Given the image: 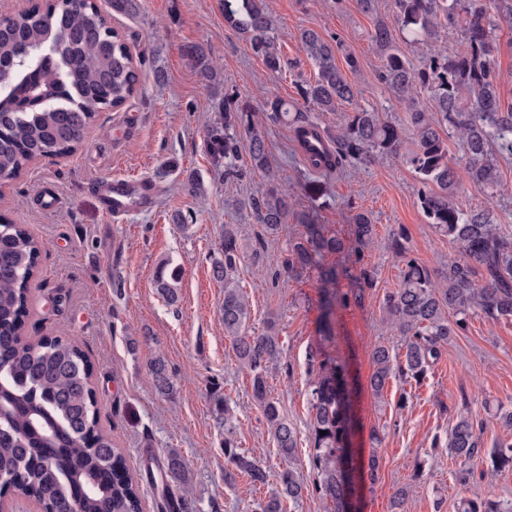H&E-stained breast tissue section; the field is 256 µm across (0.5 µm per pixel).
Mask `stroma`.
Masks as SVG:
<instances>
[{"label":"stroma","mask_w":512,"mask_h":512,"mask_svg":"<svg viewBox=\"0 0 512 512\" xmlns=\"http://www.w3.org/2000/svg\"><path fill=\"white\" fill-rule=\"evenodd\" d=\"M139 3L136 12L112 17L141 73L136 94L122 107L100 113L75 154L39 159L17 178L0 182V213L27 225L47 246L32 283L27 339L62 336L87 352L100 422L131 473L147 464L161 469L168 450L181 453L192 479L186 512H261L286 468L303 491L300 498L284 500L283 512H334L317 489L309 455L307 368L315 351L342 362L351 392L350 449L342 459L347 512H394L393 495L402 487L409 490L403 512H457L464 498L512 500V471L488 474L477 459L467 479H460L459 464L445 446L463 414L482 424L485 448L512 444V428L496 416L498 409L512 410V320L472 317L465 331L451 337L423 384L396 376L375 395L369 385L371 348L381 344L397 355L402 344L382 310L384 295L400 282L392 234L403 232L411 257L436 272L457 249L418 207V183L401 158L312 172L288 122L265 118L273 98L301 105L299 86L313 78L315 68L301 48L300 33L313 29L341 40L337 66L349 56L359 64L346 74L355 91L352 103L317 113L322 128L335 129L344 112L362 108L404 119V107L379 79L383 59L371 39L377 22L392 23V0H376L370 14L355 0H268L282 60L278 73L270 72L244 35L225 23L223 0ZM192 44L213 59V83L203 82L184 57V46ZM228 93L262 120L270 173L294 200L287 224L271 236L248 207L263 179H225L204 147L205 126L222 110ZM500 167L508 189L503 199L489 201L467 183L458 200L467 208L494 206L500 223L512 227V158L501 160ZM113 174L151 181L158 190L156 207L117 222L103 215L91 184ZM195 176L202 190H195ZM50 184L62 203L47 212L37 200ZM358 211L376 226L366 252L374 285L362 305L337 307L334 335L327 341L319 334L323 288L316 273L277 278L274 266L302 232L301 216L341 231ZM228 224L235 225L243 252L235 278L250 304L247 333L272 331L279 338L280 359L267 383L297 436L289 460L274 447L251 377L224 332V286L212 267ZM262 236L268 247L257 258L253 248ZM160 269L174 278L176 303L154 287ZM159 358L171 381L163 393L155 390L150 374ZM219 398L229 411L225 428L214 414ZM228 436L267 470L266 484H253L227 463ZM373 458L379 462L374 472L368 468Z\"/></svg>","instance_id":"35a3bbf8"}]
</instances>
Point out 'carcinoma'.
Masks as SVG:
<instances>
[{"instance_id":"cac0c4a2","label":"carcinoma","mask_w":512,"mask_h":512,"mask_svg":"<svg viewBox=\"0 0 512 512\" xmlns=\"http://www.w3.org/2000/svg\"><path fill=\"white\" fill-rule=\"evenodd\" d=\"M224 21L249 35L254 53L272 72L281 71L276 48L277 30L266 0H223ZM396 26L377 22L371 34L383 57L381 81L395 97L408 104L405 122L358 109L346 114L334 131L319 127L312 113L334 112L354 90L336 65L339 42L305 29L300 43L316 75L300 85L303 106L288 111L286 104H269L267 119L288 123L296 136L323 134L329 149L310 165L327 171L375 160L400 151L406 132L414 148L405 162L420 187L417 204L436 231L459 248L461 256L436 275L409 257L406 237L393 234L395 257L403 262L399 287L388 293L383 310L394 323L405 348L403 359H393L389 348L371 351L372 390L381 393L391 376L423 380L448 344L467 328L469 319L482 315L492 320L512 319V232L498 223L491 207L466 209L458 202L461 183L477 185L494 199L503 191L498 158L512 156V103L501 100L494 57L501 24H512V0H393ZM458 32L462 47L453 54L433 48L444 32ZM427 49L424 64L414 67L399 40ZM184 56L203 81L216 79V70L198 45L184 47ZM0 177L11 179L32 161L67 156L76 150L98 113L124 104L137 91L138 65L118 32L95 0L65 7L58 0H38L31 8L4 20L0 29ZM429 93L435 111L419 108L414 93ZM250 137L248 162L240 155L241 132ZM457 140L459 154L451 156L448 141ZM205 150L224 178L250 175L267 179L248 206L268 234L279 231L293 208L287 190L274 184L262 131L249 110L224 102L205 135ZM304 231L285 258V273L299 276L317 271L325 288L319 334L333 336L336 306L359 304L372 286L373 270L365 262V249L374 238L368 215L352 218L355 259L328 262L347 249L344 238L329 232L314 218H302ZM44 243L22 224L0 217V496L10 492L36 500L47 512L76 495H83L82 512H143L139 480L130 474L125 459L110 435L99 426L93 366L82 348L62 336H43L32 343L22 338L23 318L30 311L31 281ZM240 261L236 231L224 226L221 258L213 263V276L224 283V331L233 339L236 357L251 376L253 395L279 454L294 455L297 439L270 398L266 373L278 360L274 333L248 336L247 297L233 278ZM348 280L351 288L339 285ZM454 320H448V313ZM310 439L312 461L319 477V492L344 512L347 481L339 459L349 430L350 392L342 365L330 357L311 353ZM156 389L170 388L165 364L152 368ZM479 426L462 415L448 434V455L463 462L480 456ZM224 456L252 482L263 484L266 471L224 437ZM489 464L497 472L512 470V444L492 450ZM164 484L188 493L191 475L184 457L167 452ZM280 493L271 497L263 512H280L281 498L297 499L303 486L289 469L279 473ZM459 512H512V501L491 496L465 499Z\"/></svg>"}]
</instances>
